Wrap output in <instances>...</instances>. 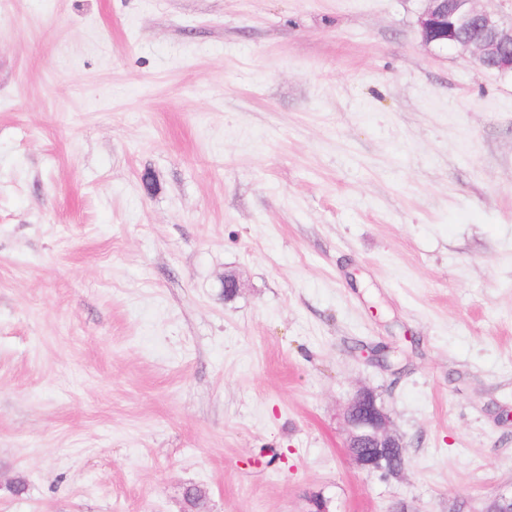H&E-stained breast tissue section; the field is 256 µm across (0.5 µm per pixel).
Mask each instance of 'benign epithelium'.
I'll use <instances>...</instances> for the list:
<instances>
[{
  "label": "benign epithelium",
  "instance_id": "7a95c632",
  "mask_svg": "<svg viewBox=\"0 0 512 512\" xmlns=\"http://www.w3.org/2000/svg\"><path fill=\"white\" fill-rule=\"evenodd\" d=\"M476 2L426 0L419 17L422 41L438 48H466L481 69L512 74V23L477 7ZM344 421L346 448L361 470L392 477L402 474L405 445L372 390L363 388L356 393L345 409ZM485 512H512V495L494 496Z\"/></svg>",
  "mask_w": 512,
  "mask_h": 512
}]
</instances>
